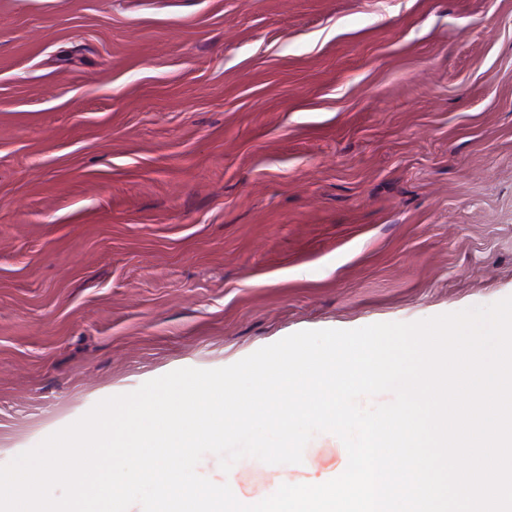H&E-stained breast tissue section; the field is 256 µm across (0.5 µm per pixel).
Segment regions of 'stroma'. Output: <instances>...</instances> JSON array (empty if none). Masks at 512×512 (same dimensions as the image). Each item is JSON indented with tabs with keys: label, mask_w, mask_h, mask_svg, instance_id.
Wrapping results in <instances>:
<instances>
[{
	"label": "stroma",
	"mask_w": 512,
	"mask_h": 512,
	"mask_svg": "<svg viewBox=\"0 0 512 512\" xmlns=\"http://www.w3.org/2000/svg\"><path fill=\"white\" fill-rule=\"evenodd\" d=\"M512 296V0H0V465L301 330ZM200 475L256 503L337 476Z\"/></svg>",
	"instance_id": "obj_1"
}]
</instances>
